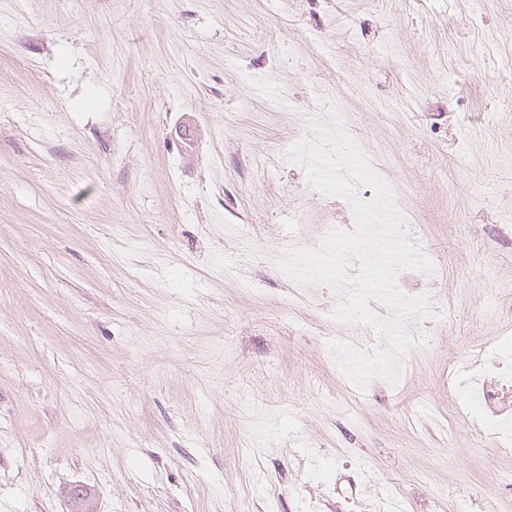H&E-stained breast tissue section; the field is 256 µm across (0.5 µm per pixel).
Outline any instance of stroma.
<instances>
[{
    "mask_svg": "<svg viewBox=\"0 0 512 512\" xmlns=\"http://www.w3.org/2000/svg\"><path fill=\"white\" fill-rule=\"evenodd\" d=\"M314 81L447 268L428 360L354 396L335 289L289 314L267 262L349 220L268 159ZM0 90V512H355L361 460L411 512H512L491 433L436 425L512 285V0H0ZM297 231L294 235H289L288 239H284L279 246L272 253L270 260L273 265L278 266V261L286 254V252L293 247H307L313 248L320 245L323 238L333 230L332 227H326L323 235L318 237L306 238L304 237L301 229L299 228L301 225H296Z\"/></svg>",
    "mask_w": 512,
    "mask_h": 512,
    "instance_id": "obj_1",
    "label": "stroma"
}]
</instances>
